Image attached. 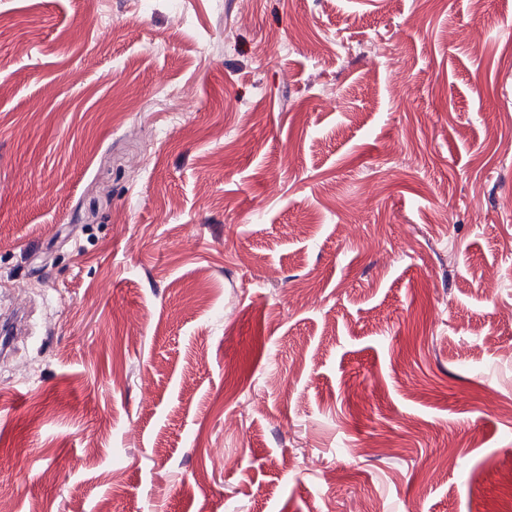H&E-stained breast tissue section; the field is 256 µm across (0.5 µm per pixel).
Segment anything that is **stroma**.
I'll return each mask as SVG.
<instances>
[{"instance_id":"obj_1","label":"stroma","mask_w":512,"mask_h":512,"mask_svg":"<svg viewBox=\"0 0 512 512\" xmlns=\"http://www.w3.org/2000/svg\"><path fill=\"white\" fill-rule=\"evenodd\" d=\"M507 196L512 0H0V499L512 512Z\"/></svg>"}]
</instances>
